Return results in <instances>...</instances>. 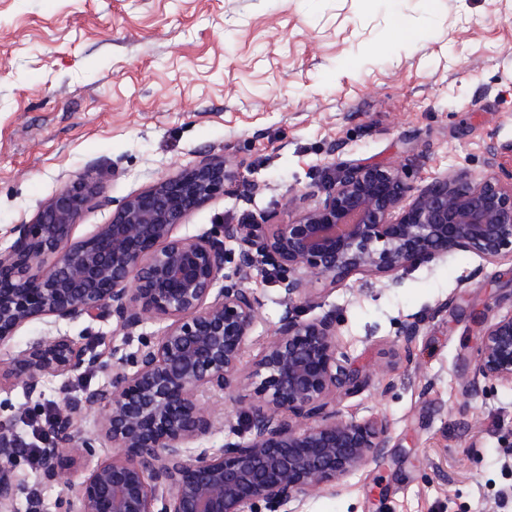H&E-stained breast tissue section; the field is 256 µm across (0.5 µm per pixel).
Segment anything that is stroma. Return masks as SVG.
Masks as SVG:
<instances>
[{
	"instance_id": "stroma-1",
	"label": "stroma",
	"mask_w": 512,
	"mask_h": 512,
	"mask_svg": "<svg viewBox=\"0 0 512 512\" xmlns=\"http://www.w3.org/2000/svg\"><path fill=\"white\" fill-rule=\"evenodd\" d=\"M410 30L393 39L397 22ZM220 155L224 192L175 234L224 224H284L317 206L341 164H393L421 190L464 171L512 172V0H0V251L61 188L99 178L101 196L72 231L90 237L127 197ZM248 284L262 300L240 364L241 386L202 404L243 430L251 375L284 311L272 266ZM366 386L337 398L345 416L386 418L376 461L280 512H512V385L466 393L464 354L482 321L512 313V261L459 252L400 275L315 282ZM420 322L412 341L406 324ZM132 338L112 319L31 321L0 343V369L43 336L98 354L91 367L46 376L36 391L0 383V427L34 442L33 424L75 405L72 435L91 441L75 469L112 454L87 396L108 388L112 352ZM16 512H66L74 490L18 454Z\"/></svg>"
}]
</instances>
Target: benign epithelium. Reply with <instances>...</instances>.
<instances>
[{
    "label": "benign epithelium",
    "mask_w": 512,
    "mask_h": 512,
    "mask_svg": "<svg viewBox=\"0 0 512 512\" xmlns=\"http://www.w3.org/2000/svg\"><path fill=\"white\" fill-rule=\"evenodd\" d=\"M226 177L224 157L203 160L128 197L110 223L74 242V225L99 194L88 176L17 225L13 245L0 251V342L44 317L110 316L125 336L148 321L167 322L131 357L113 349L112 389L99 409L112 456L71 476L68 449L45 451L46 479L77 490L68 512H279L340 486L388 447L389 424L348 418L336 407V396L359 392L367 377L340 351L336 312L297 314L299 304H320L312 280L334 287L358 273L392 276L457 251L512 260V182L459 172L413 197L399 169L384 165L344 167L321 205L286 224L174 236L224 193ZM227 242L238 245L234 276L224 274ZM260 257L277 269L288 303L256 363L258 403L247 434L235 431L236 440L193 454L190 445L214 428L201 393L238 384L261 305L244 273ZM84 364L68 337L44 336L11 361L9 374L34 387ZM503 384L512 385V314L485 323L467 382L474 394ZM71 426L65 414L45 430L68 441ZM16 454L15 437L1 428L0 512H14Z\"/></svg>",
    "instance_id": "1"
}]
</instances>
